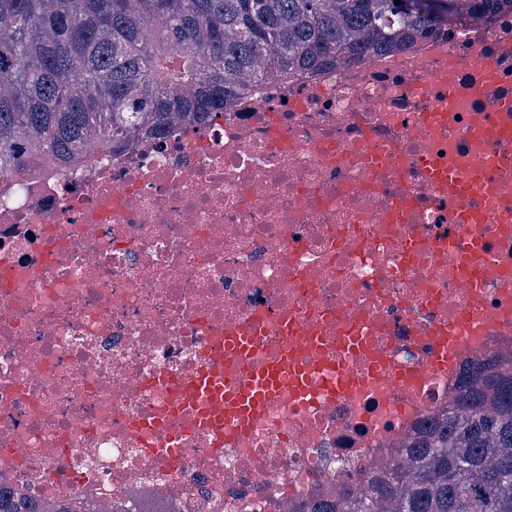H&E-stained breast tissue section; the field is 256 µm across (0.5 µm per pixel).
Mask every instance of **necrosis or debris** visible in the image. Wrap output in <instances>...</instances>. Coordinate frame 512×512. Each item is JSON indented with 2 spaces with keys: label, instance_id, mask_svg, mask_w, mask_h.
<instances>
[{
  "label": "necrosis or debris",
  "instance_id": "obj_1",
  "mask_svg": "<svg viewBox=\"0 0 512 512\" xmlns=\"http://www.w3.org/2000/svg\"><path fill=\"white\" fill-rule=\"evenodd\" d=\"M494 58L485 79L479 62ZM436 122L424 126L428 113ZM512 12L405 48L265 82L163 139L0 183V488L99 505L139 491L178 512H292L393 457L479 356L512 349ZM453 184H432L429 169ZM465 184L459 195L454 183ZM479 238L495 270L463 288ZM453 368L416 391L371 355L427 363L462 311ZM329 333L360 386L280 395L242 440L189 428L177 380L225 327L284 317ZM180 434L185 452L163 454Z\"/></svg>",
  "mask_w": 512,
  "mask_h": 512
}]
</instances>
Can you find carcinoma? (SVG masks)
<instances>
[{"mask_svg": "<svg viewBox=\"0 0 512 512\" xmlns=\"http://www.w3.org/2000/svg\"><path fill=\"white\" fill-rule=\"evenodd\" d=\"M0 0V178L66 170L271 78L404 46L512 0ZM402 452L295 512H512V354L474 364ZM0 512H102L0 492Z\"/></svg>", "mask_w": 512, "mask_h": 512, "instance_id": "1", "label": "carcinoma"}]
</instances>
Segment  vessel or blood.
I'll list each match as a JSON object with an SVG mask.
<instances>
[{"mask_svg":"<svg viewBox=\"0 0 512 512\" xmlns=\"http://www.w3.org/2000/svg\"><path fill=\"white\" fill-rule=\"evenodd\" d=\"M495 317L483 319L468 313L460 314L455 321L435 328L432 332L434 355L427 365H402L393 363L386 355H376L374 371L390 372L399 386L415 388L427 378L429 372L445 370L454 361L459 338V325L493 326ZM284 332L289 335L287 350L278 358L257 367H248L251 351L261 343L257 330H232L226 332L219 344L216 357L208 365L188 378L182 395L196 408L198 427L210 429L229 425V438L247 436L253 422L261 417L280 391L299 399H306L312 388L337 397L355 387L357 377L342 359L324 356L326 337L317 330L290 323ZM320 353L316 367H304L300 361L303 351Z\"/></svg>","mask_w":512,"mask_h":512,"instance_id":"vessel-or-blood-1","label":"vessel or blood"}]
</instances>
